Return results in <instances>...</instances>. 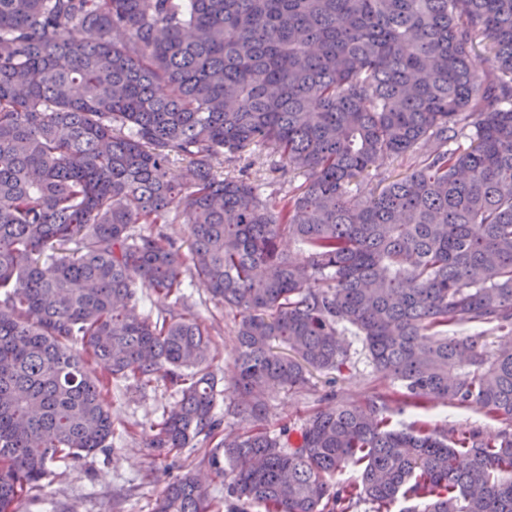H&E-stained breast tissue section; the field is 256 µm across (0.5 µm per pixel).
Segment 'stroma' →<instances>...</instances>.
<instances>
[{
    "label": "stroma",
    "mask_w": 512,
    "mask_h": 512,
    "mask_svg": "<svg viewBox=\"0 0 512 512\" xmlns=\"http://www.w3.org/2000/svg\"><path fill=\"white\" fill-rule=\"evenodd\" d=\"M414 165L411 159L376 160L359 179V195L379 191L389 181L410 172ZM221 168L231 176L248 170L260 197L269 201L297 191L306 182L302 171L282 168L277 154L254 145L233 161L222 162ZM176 304L209 329L216 354L210 370L218 390L219 430L214 436L194 439L186 448L158 453L150 446L153 427L177 406L180 395L175 387L161 377L144 390L130 381L111 384L108 403L113 434L108 449L81 459L51 463L41 484L14 503V512H154L166 485L188 469L207 479L215 506L223 507L225 479L211 470L210 458L219 450L225 434L243 431L247 426L232 384L234 318L198 280L185 288L184 298L178 303L170 297L148 294L144 310L156 315ZM344 339L349 354L347 371H315L302 389L275 387L267 391V417L273 428L285 427L294 433L319 408L341 402L362 405L375 393L392 389L390 378L374 370L363 340L354 329H346ZM390 417L399 427L428 421L452 435L478 430L487 438L497 437L507 427L505 421L487 415L482 409L459 407L446 401H434L423 408L397 407Z\"/></svg>",
    "instance_id": "1"
}]
</instances>
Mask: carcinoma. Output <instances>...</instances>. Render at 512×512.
I'll return each mask as SVG.
<instances>
[{
	"label": "carcinoma",
	"mask_w": 512,
	"mask_h": 512,
	"mask_svg": "<svg viewBox=\"0 0 512 512\" xmlns=\"http://www.w3.org/2000/svg\"><path fill=\"white\" fill-rule=\"evenodd\" d=\"M422 143L410 174L353 194L378 157ZM253 144L306 184L268 202L216 169ZM180 216L187 256L134 230ZM188 276L239 316L249 426L210 462L232 469L226 512H512V0H0V512L48 464L107 449L112 380L179 389L152 447L215 434L206 327L141 311L143 291L179 300ZM467 324L486 330L449 334ZM348 325L399 388L318 410L290 448L265 391L342 371ZM434 400L511 428L387 416ZM213 509L188 472L157 512Z\"/></svg>",
	"instance_id": "cac0c4a2"
}]
</instances>
